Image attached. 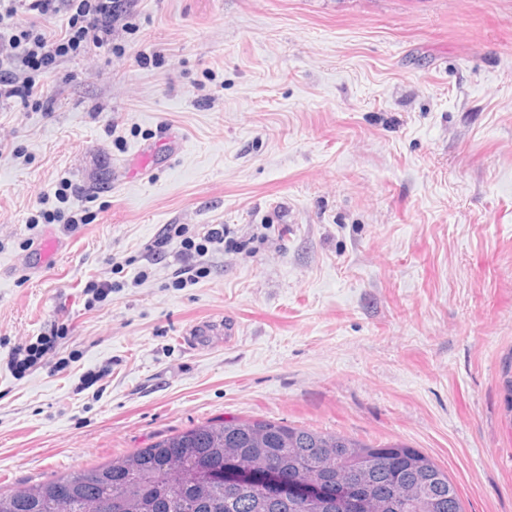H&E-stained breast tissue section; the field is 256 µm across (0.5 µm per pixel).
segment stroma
Wrapping results in <instances>:
<instances>
[{
    "instance_id": "stroma-1",
    "label": "stroma",
    "mask_w": 512,
    "mask_h": 512,
    "mask_svg": "<svg viewBox=\"0 0 512 512\" xmlns=\"http://www.w3.org/2000/svg\"><path fill=\"white\" fill-rule=\"evenodd\" d=\"M28 78L0 105V490L267 419L404 442L464 512H512V0H132ZM64 182L80 219L47 223ZM217 224L237 248L198 252ZM234 330V325L231 322H226V325L224 322V329L222 330L210 325V323H203L192 326L188 336L193 337L196 342L212 345L222 341V336H224V340L227 336H231ZM55 337L51 335L41 336L39 342L15 350L11 359L13 369L25 371L40 361L53 348Z\"/></svg>"
}]
</instances>
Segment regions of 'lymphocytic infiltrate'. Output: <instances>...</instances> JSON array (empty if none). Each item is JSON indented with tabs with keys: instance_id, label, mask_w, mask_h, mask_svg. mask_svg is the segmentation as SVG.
Returning <instances> with one entry per match:
<instances>
[{
	"instance_id": "lymphocytic-infiltrate-1",
	"label": "lymphocytic infiltrate",
	"mask_w": 512,
	"mask_h": 512,
	"mask_svg": "<svg viewBox=\"0 0 512 512\" xmlns=\"http://www.w3.org/2000/svg\"><path fill=\"white\" fill-rule=\"evenodd\" d=\"M128 6V0H0V23L21 12L35 17L59 12L69 16L61 36L42 32L32 36L24 31L15 37V55L0 62V103H26L34 97L33 85L20 80L19 71L41 70L56 58L80 55L91 45H111L114 23Z\"/></svg>"
}]
</instances>
